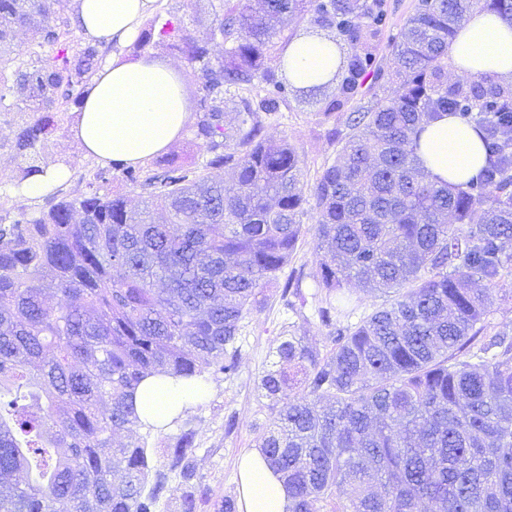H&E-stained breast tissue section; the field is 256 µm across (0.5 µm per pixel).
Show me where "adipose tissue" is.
Returning a JSON list of instances; mask_svg holds the SVG:
<instances>
[{"mask_svg": "<svg viewBox=\"0 0 512 512\" xmlns=\"http://www.w3.org/2000/svg\"><path fill=\"white\" fill-rule=\"evenodd\" d=\"M73 7L77 31L112 46L111 57L82 97L74 137L98 163L143 164L180 138L190 120L178 69L148 55L129 57L159 0H73ZM338 62L335 41L322 32L301 33L285 52L286 74L298 88L328 81ZM448 69L455 75L491 74L512 81V23L487 9L471 10L448 45ZM416 154L433 179L460 188L484 162L477 131L447 114L425 127ZM201 393V388L155 375L140 383L134 401L145 423L161 426ZM238 502L239 512H290L288 490L260 449L239 460Z\"/></svg>", "mask_w": 512, "mask_h": 512, "instance_id": "obj_1", "label": "adipose tissue"}]
</instances>
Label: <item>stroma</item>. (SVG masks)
Masks as SVG:
<instances>
[{
    "instance_id": "35a3bbf8",
    "label": "stroma",
    "mask_w": 512,
    "mask_h": 512,
    "mask_svg": "<svg viewBox=\"0 0 512 512\" xmlns=\"http://www.w3.org/2000/svg\"><path fill=\"white\" fill-rule=\"evenodd\" d=\"M386 3L388 19L377 38V60L385 71L390 72L396 67L390 43L394 37L400 36L418 0H386ZM222 8L223 0H161L155 19L160 24L173 17L180 19L189 33L201 38L206 36L212 19L221 14ZM378 92V86L373 85L372 81H365L359 94L337 110L336 118L332 121L326 120L322 105L291 102L283 107L280 121L266 128L265 135L293 144L302 161L307 181H314L323 167L336 159L341 148L340 142L329 137L334 121L344 120L349 112L375 105ZM52 140L55 153L65 156L70 163V174L60 184L62 191L70 195L86 192V182L97 166L96 161L83 153L70 128L56 131ZM302 224V237L297 250L280 272L279 280L284 283L292 276L303 275L310 299L305 309L308 320L301 334L309 344L325 351L330 347L328 330L316 315L321 300L315 295L313 280L317 266L314 253L316 224L308 215L303 216ZM280 295L279 287L271 289L264 306L246 319L238 343L237 373L211 383L208 394L192 405L182 421L159 431H151L146 438L148 447L157 448L161 443L177 437L181 431H194L193 462L198 478L206 489L198 512H215L224 498L236 497L239 459L255 448L271 417L270 402L262 397L258 384L261 377L272 369L280 338L293 320Z\"/></svg>"
}]
</instances>
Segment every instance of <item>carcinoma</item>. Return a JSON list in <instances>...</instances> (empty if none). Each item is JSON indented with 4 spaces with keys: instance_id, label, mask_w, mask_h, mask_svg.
<instances>
[{
    "instance_id": "cac0c4a2",
    "label": "carcinoma",
    "mask_w": 512,
    "mask_h": 512,
    "mask_svg": "<svg viewBox=\"0 0 512 512\" xmlns=\"http://www.w3.org/2000/svg\"><path fill=\"white\" fill-rule=\"evenodd\" d=\"M59 4L0 0V110L17 114L11 148L23 158L0 177L6 186L69 165L50 155V137L74 121L71 107L111 50L74 43ZM477 7L512 22V0H419L391 44L390 74L376 64L382 0L233 3L202 39L178 20L146 24L134 49L157 41L198 66L193 134L205 157L194 168L165 155L122 170L167 213L161 221L112 192L110 166L80 196L58 189L14 215L9 197L0 201V512H154L167 491L161 457L182 479L171 510L197 512L194 431L148 447L137 431L154 426L137 414L135 391L149 375L206 382L238 371L244 321L311 210L313 279L325 293L317 315L332 347L323 353L293 328L279 368L260 380L274 415L259 447L291 512H512V330L490 322L512 262V138L501 133L512 126V83H448V42ZM285 16L334 31L331 81H288ZM368 77L387 95L347 115L337 159L305 183L296 148L265 139V120L285 93L332 86L330 117ZM259 82L269 89L255 100ZM228 101L234 126L224 125ZM443 112L472 124L486 151L465 189L432 180L415 156ZM302 283L288 280L282 301L304 321ZM352 284L387 302L351 322L342 292ZM123 432L134 438L114 445Z\"/></svg>"
}]
</instances>
